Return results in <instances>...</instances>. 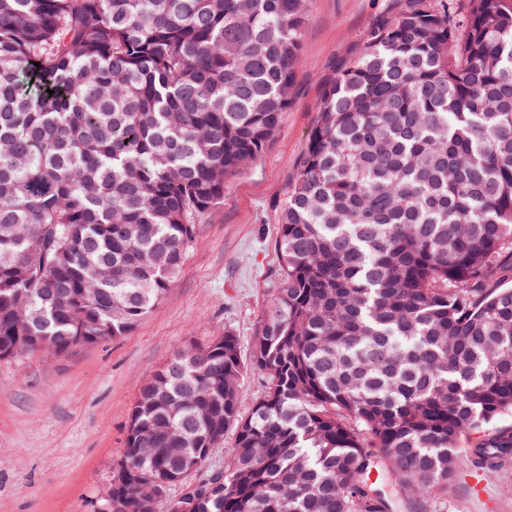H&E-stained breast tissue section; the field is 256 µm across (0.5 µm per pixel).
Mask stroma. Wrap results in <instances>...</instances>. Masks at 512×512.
Segmentation results:
<instances>
[{
	"mask_svg": "<svg viewBox=\"0 0 512 512\" xmlns=\"http://www.w3.org/2000/svg\"><path fill=\"white\" fill-rule=\"evenodd\" d=\"M404 0H311L292 100L268 149L227 178L165 300L128 334L0 361V512H100L146 379L190 343L230 333L242 355L280 286L278 224L327 79ZM419 512H512V463L461 467Z\"/></svg>",
	"mask_w": 512,
	"mask_h": 512,
	"instance_id": "1",
	"label": "stroma"
}]
</instances>
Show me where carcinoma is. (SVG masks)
Returning <instances> with one entry per match:
<instances>
[{"label": "carcinoma", "mask_w": 512, "mask_h": 512, "mask_svg": "<svg viewBox=\"0 0 512 512\" xmlns=\"http://www.w3.org/2000/svg\"><path fill=\"white\" fill-rule=\"evenodd\" d=\"M453 2L406 0L328 79L249 360L226 334L152 374L108 512H140L142 479L155 512H393L512 462V0ZM309 6L0 0L1 360L20 336H124L164 300L274 138ZM229 428L224 469L188 481ZM266 377L260 372H249L241 381L240 410L248 413L257 397L265 390Z\"/></svg>", "instance_id": "1"}]
</instances>
